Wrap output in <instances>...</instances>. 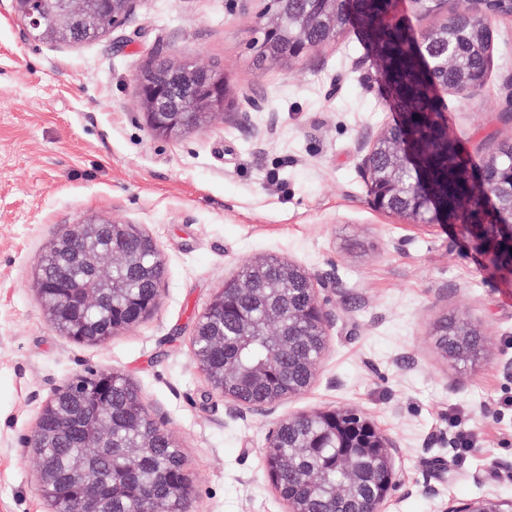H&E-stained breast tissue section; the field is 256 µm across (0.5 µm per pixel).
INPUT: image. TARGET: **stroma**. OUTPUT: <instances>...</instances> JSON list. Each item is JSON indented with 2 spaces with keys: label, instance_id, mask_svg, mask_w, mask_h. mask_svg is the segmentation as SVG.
I'll return each mask as SVG.
<instances>
[{
  "label": "stroma",
  "instance_id": "1",
  "mask_svg": "<svg viewBox=\"0 0 512 512\" xmlns=\"http://www.w3.org/2000/svg\"><path fill=\"white\" fill-rule=\"evenodd\" d=\"M268 2L138 0L104 37L53 45L0 0V512H48L20 439L54 388L90 370L124 375L175 438L193 482L186 512H285L263 467L267 433L324 409L362 414L396 445L386 512L512 499V279L459 226L372 207L359 142L396 120L375 60L348 30L299 62L257 65ZM491 29L481 89L443 95L448 130L477 164L488 137L512 140V17ZM157 58L222 71L231 108L204 130L155 137L135 77ZM91 216L139 226L165 266L154 313L102 345L60 335L35 286L48 245ZM257 257L325 277L335 320L305 392L240 414L191 343L204 308ZM452 316L483 337L478 362L437 346ZM454 413L479 440L463 457Z\"/></svg>",
  "mask_w": 512,
  "mask_h": 512
}]
</instances>
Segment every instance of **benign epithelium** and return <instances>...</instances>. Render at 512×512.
Instances as JSON below:
<instances>
[{
  "mask_svg": "<svg viewBox=\"0 0 512 512\" xmlns=\"http://www.w3.org/2000/svg\"><path fill=\"white\" fill-rule=\"evenodd\" d=\"M138 0H72L79 9V15L92 24L94 38L124 24L133 12ZM15 17L23 23L30 37L35 40L76 45L82 43L76 29L72 27V17L62 16L48 23L35 14L30 0H11ZM336 25V0H324L323 10L311 18L307 27L331 30ZM202 67L191 62L170 66L169 81H160L145 68L136 77L138 104L151 132L160 138L175 139L184 134L202 130L211 118L221 114L229 106L224 76L216 71H207L205 87H199L196 73ZM401 136L394 135L395 129L385 127L360 142L361 170L368 184L370 201L381 212H389L392 201L400 196L404 187L401 171L411 166L417 174L420 186L427 195L433 209L431 222L453 224L448 212L455 206L446 197L435 195L433 177L426 167L423 155L417 150L413 129L409 122L400 125ZM466 235L473 246L485 256L495 258L506 270L512 272V225L511 224H468ZM149 252L161 260L160 252L153 239L135 225L117 218L94 216L81 224L71 226L50 244L43 254L37 277V291L54 328L59 322L66 323L62 334L75 341H83L87 336L98 337V342H106L112 337L130 330L121 314L112 311V324L98 333L86 328L84 321L71 312L72 298L64 294L55 296L57 288H72L86 299L103 304L123 298L127 293V282L115 275V271L125 269L138 273L142 270L143 255ZM304 278L317 315V328L322 336L318 355L306 363L308 369L316 371L328 351V332L333 323L332 314L320 300L315 277L291 261L280 263L275 277L265 281L261 292L264 294V320L269 324L285 323V308L289 302L290 286L297 275ZM148 287L151 293L138 304L137 322L141 323L155 310L161 297V281L151 280ZM241 293L252 291L250 284L236 278L228 281L215 295L204 311L209 315L216 310H224V294L229 289ZM291 331L282 332V337L269 338L270 346L266 361L251 368L242 369L235 361H224V367L216 368L203 353L192 348L193 358L205 374L211 388L220 394L228 406L238 412L253 411L255 407L229 392L228 386H237L247 381L261 384L267 378L269 367L288 369L291 342L287 336ZM112 376L108 371H91L85 375V382L77 385L71 381L51 392L35 420L29 433L20 439L23 448H38L48 438H63L72 426V415L58 403L59 397L68 392L79 398L92 394L99 398L100 408L96 424L84 434L85 446L101 448L112 456L120 457L119 471L105 477L94 458L79 454L73 461V477L60 478L49 469H38V485L42 497L50 507V512H103L104 489L112 488L115 479L125 483L134 482L140 472L145 454L152 447L148 437H141L127 448H117L112 443ZM55 419V425L45 426V421ZM312 421H323L329 425L341 441L344 455L337 465L346 468L354 455H370L378 461L379 467L393 474V442L380 433L366 419H359L350 413H338L326 409L303 415ZM314 445L303 441L284 449L280 447L276 433L270 432L265 445L263 464L268 480L280 491L279 479L288 470L290 462L297 456L313 451ZM191 494L188 471H182L181 479L172 485L169 496L184 504ZM132 512H162L155 496L146 488H141L134 502ZM450 512H512V500L505 501L493 497L474 499Z\"/></svg>",
  "mask_w": 512,
  "mask_h": 512,
  "instance_id": "7a95c632",
  "label": "benign epithelium"
}]
</instances>
